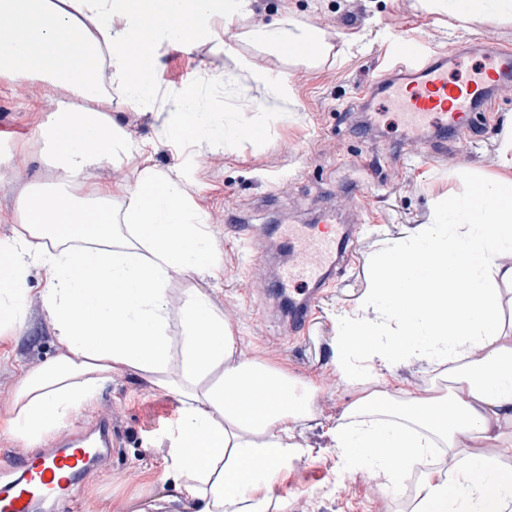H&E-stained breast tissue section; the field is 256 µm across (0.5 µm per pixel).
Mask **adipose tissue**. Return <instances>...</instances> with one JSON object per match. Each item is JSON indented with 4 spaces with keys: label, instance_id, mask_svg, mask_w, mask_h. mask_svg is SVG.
<instances>
[{
    "label": "adipose tissue",
    "instance_id": "adipose-tissue-1",
    "mask_svg": "<svg viewBox=\"0 0 512 512\" xmlns=\"http://www.w3.org/2000/svg\"><path fill=\"white\" fill-rule=\"evenodd\" d=\"M248 0H0V82L33 79L63 102L39 125L36 136L63 186L52 205L27 191L0 241V332H18L26 319L24 298L31 268L43 275V308L58 353L27 371L0 429L29 446L49 439L90 403L113 376L131 373L150 387L178 395L179 416L170 432L172 490L162 506L189 512H267L270 492L304 451L291 424L310 413L313 391L285 371L246 357L224 317L199 288L181 291L178 313L168 305L170 283L213 268L204 219L192 210L182 177L144 160L143 146L106 112L111 90L136 108L167 99V132L193 141L202 132L200 92L189 83L163 89L161 51L172 44L222 43L225 29ZM152 17L151 30L142 21ZM190 18V30L173 24ZM80 34L82 50L63 48ZM140 39L137 55L127 44ZM282 54L309 43L303 60L320 57L324 45L312 30L295 31L275 20L260 33ZM109 68L111 88L96 81ZM96 150H89L88 142ZM142 156L123 216L112 210V188L95 185L74 194L89 169ZM489 202L488 220L472 215L464 232L447 225L428 229L411 248L396 247L400 264L380 259L374 293L389 297L399 333L388 347L353 346L369 330L348 320L339 337L341 372L355 377L356 362L426 356L446 363L453 391L414 396L399 406L387 393L358 397L351 421L336 429L340 466L372 464L389 482L409 478L430 453L445 449L447 468L424 470L415 512H512V324L500 317V292L490 275L512 283V267L497 253L512 246V180L479 186ZM448 245H439L442 236ZM97 259L76 268L78 252ZM263 381L288 397L285 405L254 410L237 403L239 391ZM206 437L185 451L187 436ZM402 449L400 461L383 456Z\"/></svg>",
    "mask_w": 512,
    "mask_h": 512
}]
</instances>
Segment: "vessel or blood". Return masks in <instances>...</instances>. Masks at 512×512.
Listing matches in <instances>:
<instances>
[{
	"mask_svg": "<svg viewBox=\"0 0 512 512\" xmlns=\"http://www.w3.org/2000/svg\"><path fill=\"white\" fill-rule=\"evenodd\" d=\"M392 43L400 74L385 86L386 103L412 127L427 124L439 131L464 126L472 122L475 113L491 111L493 93L512 91L511 46L488 44L479 68L455 75L448 66L456 62V55H425L422 41L405 33L395 35ZM350 240L345 224L289 226L285 246L292 259L283 268L275 288L288 298L291 328L305 326L319 287L349 264ZM85 435L94 438L96 447L111 448V419L97 418L86 427ZM92 461L83 445L39 458L18 459L17 478L0 485V512H40L49 499L71 498L76 480Z\"/></svg>",
	"mask_w": 512,
	"mask_h": 512,
	"instance_id": "vessel-or-blood-1",
	"label": "vessel or blood"
}]
</instances>
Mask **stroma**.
Instances as JSON below:
<instances>
[{
    "mask_svg": "<svg viewBox=\"0 0 512 512\" xmlns=\"http://www.w3.org/2000/svg\"><path fill=\"white\" fill-rule=\"evenodd\" d=\"M278 18L319 30L326 55L306 62L248 40V33L266 30ZM397 31L420 37L436 53L471 46L481 35L512 45V17L465 19L447 0H249L225 30L223 48L202 42L167 47L162 55L164 87L198 85L211 128L224 131L223 145H215L209 131L193 143H177L165 133L160 111L136 109L117 95L108 108L133 139L145 143L158 169L188 176L189 203L205 218L220 270L214 277L190 275L182 287L196 285L208 295L247 356L315 387L311 415L293 426L306 453L272 491L273 502L287 501V512H413L417 477L394 485L372 480L368 466L335 471L334 430L360 395H438L448 376L427 360L397 359L383 368L359 362V378L347 380L336 365L339 334L346 319L358 318L375 325L377 342L385 343L397 325L386 298L372 293L380 258L392 247L413 245L430 225L458 234L462 222L444 211L442 201L512 178L505 162L512 99L496 102L487 117L476 118L436 151L428 138H411L380 98L363 94L368 78L391 74L390 36ZM215 73L229 79L223 91L210 85ZM277 81L287 82V95L275 93ZM59 104L40 82L0 83V162L10 171L0 180L1 215L14 213L31 189L52 201L53 173L35 133ZM252 126L262 127V137L242 136ZM323 214L352 225L353 256L320 294L305 330L292 333L282 309L253 291L252 282L272 280L287 262L284 225L312 224ZM241 224L255 225L253 244L241 242ZM43 287L41 271L31 269L25 327L0 334V410L11 405L23 374L57 353ZM178 408L174 395L130 374L114 376L64 427L72 433L98 415L112 420L111 460L84 479L79 501L95 512L148 507L172 483L168 432Z\"/></svg>",
    "mask_w": 512,
    "mask_h": 512,
    "instance_id": "1",
    "label": "stroma"
}]
</instances>
